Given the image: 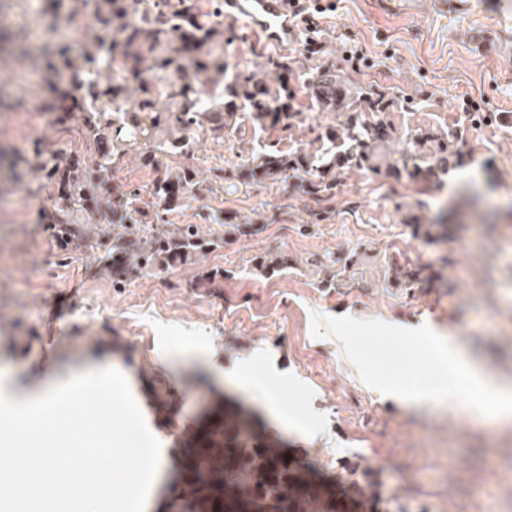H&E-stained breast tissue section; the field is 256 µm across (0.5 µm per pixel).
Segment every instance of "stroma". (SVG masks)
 I'll use <instances>...</instances> for the list:
<instances>
[{
    "label": "stroma",
    "instance_id": "obj_1",
    "mask_svg": "<svg viewBox=\"0 0 512 512\" xmlns=\"http://www.w3.org/2000/svg\"><path fill=\"white\" fill-rule=\"evenodd\" d=\"M438 0H339L316 38L303 48L298 30L288 47L262 43L244 23L224 46L230 65L277 86L271 56L287 58L295 111L304 128L337 124L313 105L305 85L336 64L349 86L376 85L398 99L388 113L396 132L422 127L457 137L466 154L436 188L390 175L394 143L377 152L378 170H350L331 202L329 219L312 223L309 203L291 179L196 194L168 213L173 224H197L223 236L221 214L259 212L270 224L251 237L226 238L209 256L162 264L118 286L112 258L91 243L56 241L49 190L35 156L81 149L83 124L46 121L33 106L38 88L27 71L0 53V390L26 397L91 366L122 370L146 422L167 450L182 439L169 428L195 430L209 404L240 402L252 411L262 442L301 449L317 480L348 486L364 475L382 490L380 512H512V425L421 407L382 395L350 366L330 318L379 319L405 328L429 325L465 343L486 369L512 381V0H469L441 13ZM72 0H0V33L39 48L56 32L79 43L86 26L63 28ZM484 26L486 44L472 31ZM511 38L499 41V31ZM359 45L373 64L345 58ZM486 98L490 118L459 111L464 97ZM281 129H246L201 142L188 161L200 168L237 161ZM444 214L446 238L428 241L413 227ZM287 255L284 267L262 256ZM411 259L430 277L412 290L394 288L392 261ZM200 355L185 354L188 345ZM254 361L277 375L275 396L300 415L299 432L278 421L265 397L231 372ZM188 399L175 417L155 408L156 376Z\"/></svg>",
    "mask_w": 512,
    "mask_h": 512
}]
</instances>
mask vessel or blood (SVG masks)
Segmentation results:
<instances>
[{
	"mask_svg": "<svg viewBox=\"0 0 512 512\" xmlns=\"http://www.w3.org/2000/svg\"><path fill=\"white\" fill-rule=\"evenodd\" d=\"M220 5L226 21L245 22L264 42L284 47L295 37L288 0H220Z\"/></svg>",
	"mask_w": 512,
	"mask_h": 512,
	"instance_id": "1",
	"label": "vessel or blood"
}]
</instances>
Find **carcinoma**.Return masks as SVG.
<instances>
[{
    "mask_svg": "<svg viewBox=\"0 0 512 512\" xmlns=\"http://www.w3.org/2000/svg\"><path fill=\"white\" fill-rule=\"evenodd\" d=\"M76 2L79 14L91 17L88 35L78 46H58L36 56L23 48L17 57L35 61L32 70L45 84L35 98L38 111L56 119L64 113L82 115L84 149L38 159L35 165L52 188L49 200L61 237H85L86 225L98 223L100 215H112V223L124 228L97 240L120 256L119 266L112 267L118 283L152 272L169 249L183 257L200 256L223 243L197 224L166 223L167 213L188 206L194 190H222L226 182H277L295 170L301 179L296 188L316 203L311 216L321 222L328 219L321 204L336 196L345 170L376 169L375 149L392 139L385 115L397 106L395 99L375 85L347 87L330 66L307 87L319 109L345 112V123L323 132L311 127L313 138L288 151L261 145L245 159L209 173L176 163L174 157L195 151L198 137L222 140L245 121L266 129L284 120V128L292 129L294 88L285 76L271 90L229 69L224 41L233 40L234 32L224 29L217 6L206 20L200 0ZM171 74L179 79L169 81ZM397 153L389 164L396 180L429 185L464 159L454 138L422 129L408 136ZM130 157L153 172L147 195L118 188L108 194L106 186ZM262 222L268 217L219 220L224 235L237 238L257 234ZM423 273L407 259L394 269L393 285L410 290L423 281ZM224 417L231 424L224 428V439L214 440L208 422ZM253 425L242 408L229 413L222 401L210 406L172 466L171 481L186 495L171 500L168 512H349L331 486L315 482L309 468L289 463L273 446L247 444L254 439Z\"/></svg>",
    "mask_w": 512,
    "mask_h": 512,
    "instance_id": "cac0c4a2",
    "label": "carcinoma"
}]
</instances>
